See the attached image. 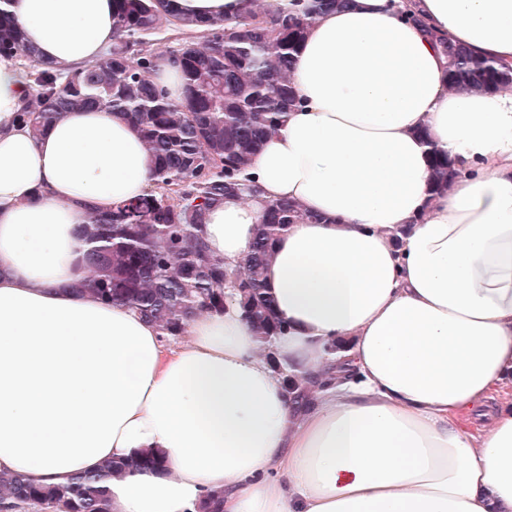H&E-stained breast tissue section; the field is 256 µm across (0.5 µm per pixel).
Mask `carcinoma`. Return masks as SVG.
Listing matches in <instances>:
<instances>
[{"label": "carcinoma", "instance_id": "cac0c4a2", "mask_svg": "<svg viewBox=\"0 0 512 512\" xmlns=\"http://www.w3.org/2000/svg\"><path fill=\"white\" fill-rule=\"evenodd\" d=\"M272 14L252 10L233 18L186 17L174 0H112L114 38L107 56L82 68L44 66L27 53L13 0H0V57L28 61L34 105L20 111L33 134L63 113L103 106L139 129L153 164L154 183L141 198L109 213L90 214L83 225L89 249L84 285L107 304L121 302L156 323L167 336L205 311L224 309L231 297L265 343L283 334L263 272L281 231L315 216L287 201L266 206L242 270L229 272L201 237L206 212L230 196L252 197L245 175L262 142L296 103L288 70L307 20L343 7L346 0H293ZM180 34L168 56L179 64L185 97L170 101L151 75L159 55L155 36L165 27ZM448 58V82L488 91L512 83V70L474 56L429 34ZM431 192L448 191L458 170L434 155ZM166 467L153 452L108 460L73 475L64 485H44L24 475L0 474V512H112L108 484L126 470Z\"/></svg>", "mask_w": 512, "mask_h": 512}]
</instances>
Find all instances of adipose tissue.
<instances>
[{"label": "adipose tissue", "instance_id": "adipose-tissue-1", "mask_svg": "<svg viewBox=\"0 0 512 512\" xmlns=\"http://www.w3.org/2000/svg\"><path fill=\"white\" fill-rule=\"evenodd\" d=\"M40 60L112 44V0H15ZM434 29L512 67V0H348L294 57L298 98L249 167L260 193L207 214L235 271L266 203L288 225L264 270L284 334L234 300L168 345L123 304L78 290L89 211L142 196L137 128L105 107L41 134L0 57V472L62 484L154 451L110 484L112 512H512V87L449 88ZM459 169L429 192L430 149ZM308 391L299 404L278 369Z\"/></svg>", "mask_w": 512, "mask_h": 512}]
</instances>
